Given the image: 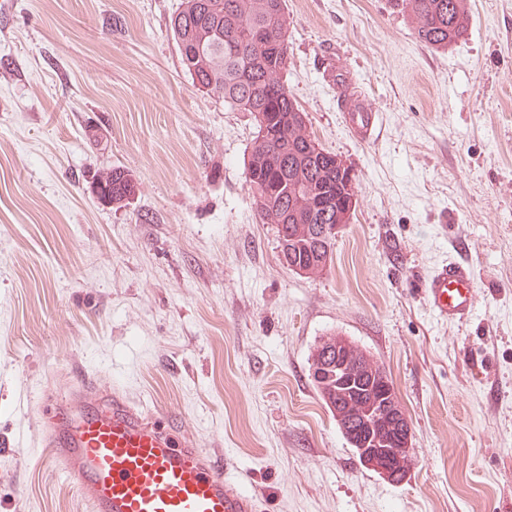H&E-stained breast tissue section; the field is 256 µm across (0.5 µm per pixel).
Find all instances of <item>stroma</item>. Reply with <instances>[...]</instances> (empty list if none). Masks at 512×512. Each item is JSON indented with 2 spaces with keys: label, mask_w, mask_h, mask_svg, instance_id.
Returning a JSON list of instances; mask_svg holds the SVG:
<instances>
[{
  "label": "stroma",
  "mask_w": 512,
  "mask_h": 512,
  "mask_svg": "<svg viewBox=\"0 0 512 512\" xmlns=\"http://www.w3.org/2000/svg\"><path fill=\"white\" fill-rule=\"evenodd\" d=\"M181 0H0V512H89L37 454L38 387L89 374L215 455L266 512H512V0L419 43L388 0H287L284 79L356 178L318 278L256 217L255 127L194 85ZM352 77L383 128L347 130ZM121 167L129 205L90 185ZM464 246L479 304L448 323L422 292ZM342 333L391 377L416 467L363 468L308 377Z\"/></svg>",
  "instance_id": "obj_1"
}]
</instances>
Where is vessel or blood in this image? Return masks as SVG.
Instances as JSON below:
<instances>
[{
    "label": "vessel or blood",
    "instance_id": "obj_1",
    "mask_svg": "<svg viewBox=\"0 0 512 512\" xmlns=\"http://www.w3.org/2000/svg\"><path fill=\"white\" fill-rule=\"evenodd\" d=\"M349 132L362 142L377 141L379 112L360 106L344 115ZM424 294L439 319L470 316L477 305L468 263L450 260L436 267ZM51 423L40 456L74 482L90 512H262L261 501L231 476L233 465L198 448L170 421L151 417L116 391L93 379L70 403L48 392L37 398Z\"/></svg>",
    "mask_w": 512,
    "mask_h": 512
}]
</instances>
